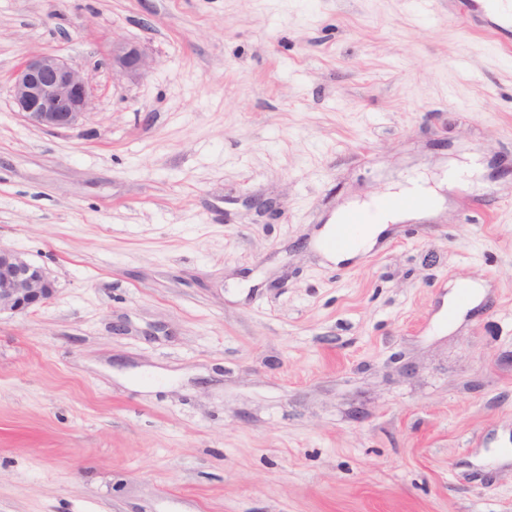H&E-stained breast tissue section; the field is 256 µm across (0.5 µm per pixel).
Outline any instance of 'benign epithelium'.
Returning a JSON list of instances; mask_svg holds the SVG:
<instances>
[{
	"label": "benign epithelium",
	"instance_id": "7a95c632",
	"mask_svg": "<svg viewBox=\"0 0 512 512\" xmlns=\"http://www.w3.org/2000/svg\"><path fill=\"white\" fill-rule=\"evenodd\" d=\"M112 71L140 77L150 68L142 49L132 43L112 45ZM13 104L30 125L47 131L72 129L91 109L82 73L53 52L23 56L13 74ZM56 293L46 268L0 248V314H22L43 306Z\"/></svg>",
	"mask_w": 512,
	"mask_h": 512
}]
</instances>
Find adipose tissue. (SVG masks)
<instances>
[{
  "mask_svg": "<svg viewBox=\"0 0 512 512\" xmlns=\"http://www.w3.org/2000/svg\"><path fill=\"white\" fill-rule=\"evenodd\" d=\"M394 196L398 199L416 197L421 199L422 204L417 208L378 210L374 221L363 223L362 237L358 248L328 249V259L335 263H341L356 258L358 253L368 251L375 246L379 235L385 231L388 225L401 220L420 217L421 215L436 208L441 201V196L437 187L428 185V183L416 179L409 181L407 185L400 187L398 191H395Z\"/></svg>",
  "mask_w": 512,
  "mask_h": 512,
  "instance_id": "1",
  "label": "adipose tissue"
}]
</instances>
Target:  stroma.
Returning a JSON list of instances; mask_svg holds the SVG:
<instances>
[{
	"label": "stroma",
	"mask_w": 512,
	"mask_h": 512,
	"mask_svg": "<svg viewBox=\"0 0 512 512\" xmlns=\"http://www.w3.org/2000/svg\"><path fill=\"white\" fill-rule=\"evenodd\" d=\"M479 2L0 0V247L57 288L0 316V512H512V31ZM44 51L75 128L12 108ZM472 159L325 258L338 211ZM111 64L113 72L131 77L143 76L150 68L146 54L132 43L113 44ZM12 97L27 123L47 131L72 129L91 109L84 76L53 52L23 56L13 74ZM441 185L430 186L426 182L415 179L409 181L407 185L400 187L398 191L389 193L390 198L408 199L417 197L423 201V205L418 208L389 209L399 207L402 203L389 198L381 200L379 208L378 203L373 205L377 210L376 219L373 222L362 223V237L359 246L355 249L329 248L327 251L328 259L336 264L352 260L361 252L373 248L378 241L379 235L386 230L388 224H393L405 219L417 218L432 211L438 206L442 199L438 193V188H440Z\"/></svg>",
	"instance_id": "1"
}]
</instances>
